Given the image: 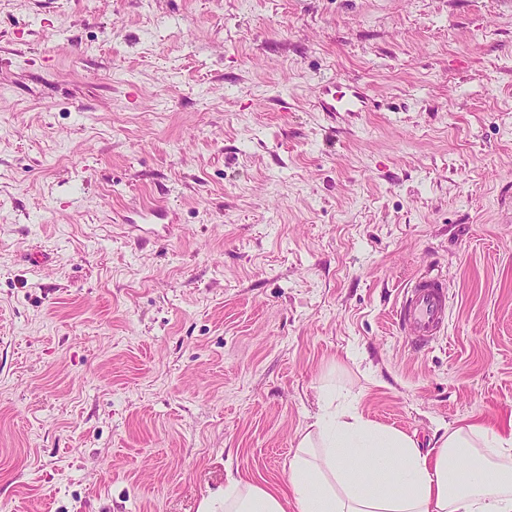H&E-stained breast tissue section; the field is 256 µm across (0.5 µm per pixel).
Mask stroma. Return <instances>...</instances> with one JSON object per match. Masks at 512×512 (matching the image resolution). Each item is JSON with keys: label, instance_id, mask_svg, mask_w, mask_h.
Returning a JSON list of instances; mask_svg holds the SVG:
<instances>
[{"label": "stroma", "instance_id": "stroma-1", "mask_svg": "<svg viewBox=\"0 0 512 512\" xmlns=\"http://www.w3.org/2000/svg\"><path fill=\"white\" fill-rule=\"evenodd\" d=\"M329 382L429 444L512 424V5L0 0V512L282 483ZM448 316V280L440 273L411 277L395 305V322L416 348H425L443 335Z\"/></svg>", "mask_w": 512, "mask_h": 512}]
</instances>
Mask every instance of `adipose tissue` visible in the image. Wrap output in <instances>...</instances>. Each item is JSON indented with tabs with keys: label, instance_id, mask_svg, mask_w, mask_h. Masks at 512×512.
Wrapping results in <instances>:
<instances>
[{
	"label": "adipose tissue",
	"instance_id": "ef3b65f1",
	"mask_svg": "<svg viewBox=\"0 0 512 512\" xmlns=\"http://www.w3.org/2000/svg\"><path fill=\"white\" fill-rule=\"evenodd\" d=\"M284 485L230 479L205 512H512V429L470 422L434 447L320 389Z\"/></svg>",
	"mask_w": 512,
	"mask_h": 512
}]
</instances>
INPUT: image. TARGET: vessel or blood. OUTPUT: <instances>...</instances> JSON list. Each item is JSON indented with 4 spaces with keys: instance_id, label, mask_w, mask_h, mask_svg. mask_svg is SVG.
<instances>
[{
    "instance_id": "1",
    "label": "vessel or blood",
    "mask_w": 512,
    "mask_h": 512,
    "mask_svg": "<svg viewBox=\"0 0 512 512\" xmlns=\"http://www.w3.org/2000/svg\"><path fill=\"white\" fill-rule=\"evenodd\" d=\"M448 316V281L439 273L411 277L395 305V322L415 347L424 348L443 335Z\"/></svg>"
}]
</instances>
